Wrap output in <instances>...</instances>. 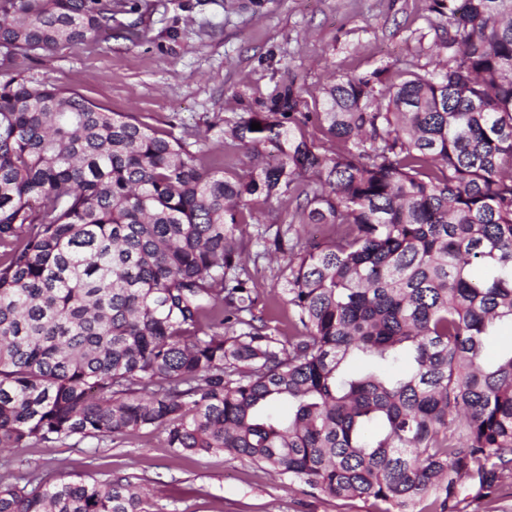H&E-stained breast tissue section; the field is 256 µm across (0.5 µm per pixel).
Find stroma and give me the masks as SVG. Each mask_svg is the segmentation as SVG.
I'll list each match as a JSON object with an SVG mask.
<instances>
[{"label":"stroma","mask_w":512,"mask_h":512,"mask_svg":"<svg viewBox=\"0 0 512 512\" xmlns=\"http://www.w3.org/2000/svg\"><path fill=\"white\" fill-rule=\"evenodd\" d=\"M111 38L65 45L16 69L78 91L110 112H129L160 131L199 139L215 171L242 170L252 156L224 142V123L262 104L289 81L307 101L340 76L378 68L434 66L447 38L427 0H112ZM294 200L263 205L242 225L245 257L262 290L256 314L289 336L288 302L278 290L281 264L263 257L259 224L287 221ZM0 478L16 481L22 462L55 479L78 473L126 476L146 487L163 512H379L370 501L325 497L248 461L216 453L179 456L143 430L121 443L91 438L0 454ZM461 512H512V474L481 489L463 479Z\"/></svg>","instance_id":"1"}]
</instances>
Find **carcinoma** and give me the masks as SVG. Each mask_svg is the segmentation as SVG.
Returning a JSON list of instances; mask_svg holds the SVG:
<instances>
[{"label": "carcinoma", "instance_id": "1", "mask_svg": "<svg viewBox=\"0 0 512 512\" xmlns=\"http://www.w3.org/2000/svg\"><path fill=\"white\" fill-rule=\"evenodd\" d=\"M428 11L448 24L434 68L341 76L314 113L290 82L227 121L262 158L242 172L3 73L0 450L157 430L383 512L425 496L456 512L464 476L512 472V349L488 355L512 329V0ZM112 20V0H0V55L110 38ZM292 195L288 224L259 233L287 257L284 341L236 232L251 203ZM308 224L336 235L307 247ZM151 508L127 477L0 481V512Z\"/></svg>", "mask_w": 512, "mask_h": 512}]
</instances>
